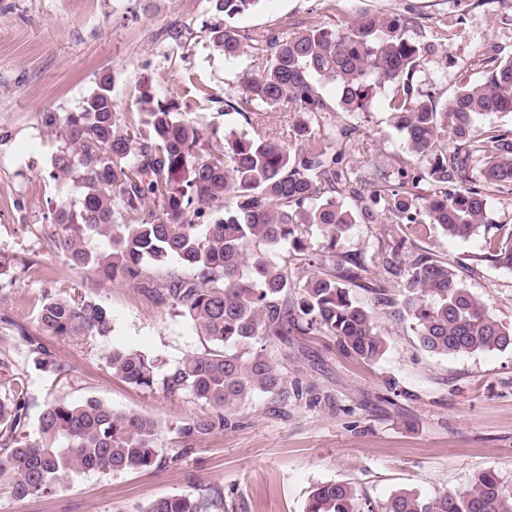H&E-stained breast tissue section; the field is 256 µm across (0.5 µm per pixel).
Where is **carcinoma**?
I'll return each instance as SVG.
<instances>
[{
	"label": "carcinoma",
	"instance_id": "obj_1",
	"mask_svg": "<svg viewBox=\"0 0 512 512\" xmlns=\"http://www.w3.org/2000/svg\"><path fill=\"white\" fill-rule=\"evenodd\" d=\"M259 0H206L216 15L232 19ZM409 17L365 15L341 27L294 31L282 23L264 34L241 35L232 25H212L208 41L228 59L249 58L241 95L224 101V143L212 147L206 132L183 117L174 99L144 90L137 112L114 109L104 76L73 112L47 110L40 124L59 137L48 176L71 178L80 188L75 204L56 206L51 250L99 281L121 280L148 291L154 301L184 319L209 346L171 367L157 356L113 347L111 374L135 387L188 393L210 411L179 425L189 447L224 425L226 412L260 393L288 395L278 363L254 348L270 336L319 332L341 352L373 361L386 350L373 310L352 288L365 287L364 264L336 257L349 226L362 216L394 226L386 272L406 276L399 301L387 288H369L374 307L405 308L425 350L454 356L512 350V325L491 318L461 287L457 266L421 247L398 258L407 241L439 230L468 239L485 223L489 199L512 194V129L492 122L479 135V120L512 112V57L482 59L480 80L461 85L442 103L414 85L437 46L452 40L446 27L412 38ZM335 101L324 95L326 86ZM408 153L422 167L402 161L396 177L367 174L345 162L353 146L366 148L357 126L339 127V112H366L381 91ZM293 112L294 141L271 136L266 113ZM243 120L251 133L240 132ZM479 183L467 187L466 172ZM430 189L414 193L422 180ZM135 222H118L123 212ZM318 234V247L309 245ZM104 242L92 252L89 241ZM293 255L316 268L305 281L288 278ZM485 257L512 268V224L484 239ZM165 270L163 283L147 287L144 261ZM300 297L288 300V290ZM42 327L84 344L112 331L105 308L79 295L43 299ZM28 357L43 370L59 365L39 344ZM0 354V489L18 500L47 497L79 473H137L162 461V434L149 416L115 410L94 396L48 403L33 435L25 433L26 376ZM142 512H224V491L207 486L195 495L151 500ZM306 512H512V490L493 471L433 498L400 490L374 507L344 482L310 491Z\"/></svg>",
	"mask_w": 512,
	"mask_h": 512
}]
</instances>
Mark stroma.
<instances>
[{
    "label": "stroma",
    "mask_w": 512,
    "mask_h": 512,
    "mask_svg": "<svg viewBox=\"0 0 512 512\" xmlns=\"http://www.w3.org/2000/svg\"><path fill=\"white\" fill-rule=\"evenodd\" d=\"M376 13L411 17L417 36L442 24L457 30L415 77L419 89L445 101L459 82L478 79L474 62L486 51L512 56V0H259L232 24L260 33L284 22L298 29L338 26ZM223 21L205 0H0V256L10 267L0 278V352L27 376V431L55 397L95 396L157 421L170 456L175 426L207 411L189 394L140 389L107 369L105 356L115 346L172 365L205 343L143 289L91 281L50 250L55 206L76 202L80 190L71 179H49L60 142L39 115L76 110L107 74L118 111H134L148 86L185 105L187 118L218 143L223 102L240 95L246 67L209 47L206 28ZM202 85L219 102L199 103ZM338 122L367 135V149L350 153L351 166L389 172L407 159L383 97L370 111L340 114ZM499 224H512V194L489 200L478 235L434 233L420 244L461 260L464 288L489 316L512 324V270L481 257L484 236ZM338 251L365 264L372 281L383 277L390 257L381 225L363 220L351 225ZM82 284L113 321L110 335L91 347L51 335L37 320L42 296ZM376 324L386 351L374 361L344 355L318 334L264 340L266 354L284 367L287 388L302 389V397L255 395L181 462L134 474L87 472L48 497L18 500L0 490V512H142L154 498L193 494L208 484L223 488L224 512H305L320 483H352L380 504L402 488L426 497L461 490L486 470L512 488V350L438 356L419 345L406 314L381 309ZM33 341L62 372L28 360Z\"/></svg>",
    "instance_id": "obj_1"
}]
</instances>
